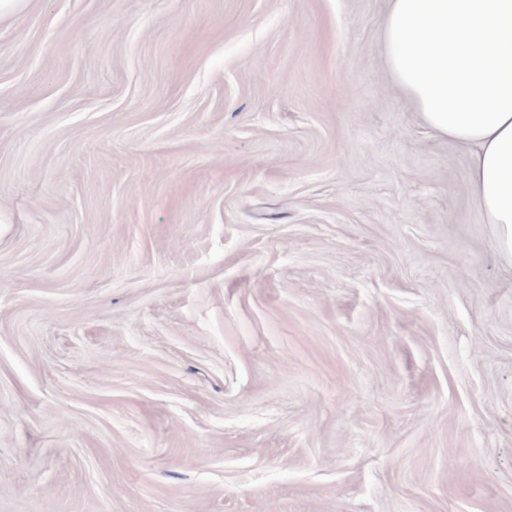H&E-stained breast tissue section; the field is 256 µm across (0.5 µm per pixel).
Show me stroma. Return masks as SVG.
<instances>
[{"mask_svg":"<svg viewBox=\"0 0 512 512\" xmlns=\"http://www.w3.org/2000/svg\"><path fill=\"white\" fill-rule=\"evenodd\" d=\"M388 9L0 17V512H512V268Z\"/></svg>","mask_w":512,"mask_h":512,"instance_id":"obj_1","label":"stroma"}]
</instances>
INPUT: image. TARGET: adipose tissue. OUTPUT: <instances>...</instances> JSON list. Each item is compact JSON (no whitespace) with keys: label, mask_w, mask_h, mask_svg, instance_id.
<instances>
[{"label":"adipose tissue","mask_w":512,"mask_h":512,"mask_svg":"<svg viewBox=\"0 0 512 512\" xmlns=\"http://www.w3.org/2000/svg\"><path fill=\"white\" fill-rule=\"evenodd\" d=\"M388 68L471 155L473 200L512 262V0H390Z\"/></svg>","instance_id":"adipose-tissue-1"}]
</instances>
